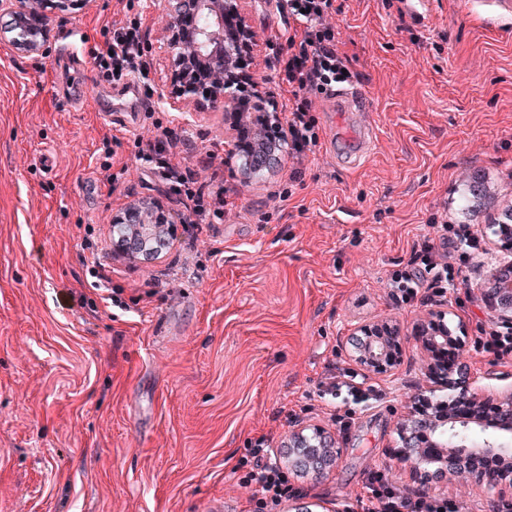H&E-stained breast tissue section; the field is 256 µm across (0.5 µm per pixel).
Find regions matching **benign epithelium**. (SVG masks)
Returning <instances> with one entry per match:
<instances>
[{"instance_id":"obj_1","label":"benign epithelium","mask_w":512,"mask_h":512,"mask_svg":"<svg viewBox=\"0 0 512 512\" xmlns=\"http://www.w3.org/2000/svg\"><path fill=\"white\" fill-rule=\"evenodd\" d=\"M244 0H163L167 18L166 45L171 58L170 105L194 104L201 108L224 109V120L237 128L242 112H265V127L255 144L233 141L228 158H245L242 173L249 177L267 173L278 167L285 156L283 122L276 108L266 110V101L258 90V82L245 76L241 70L247 55L255 44V33L243 12ZM47 0H0V38L8 41L15 51L24 55H45L49 51L50 26L46 12ZM508 220L484 224L482 235L490 234L506 256L498 259L485 279L482 297L492 316L512 326V212L506 211ZM182 223L180 214H163L156 201L142 200L126 206L112 218V248L130 258L150 259L158 250L153 243L161 233L172 237L175 225ZM447 311L433 310L415 324V330L431 346L437 336L448 335L445 323ZM355 333L362 336L355 348L354 359L375 374H387L393 359L387 357L386 337L399 335L395 326L387 323L362 324ZM431 383L454 392L451 401L461 402L464 413L453 417L448 412L445 421L460 424L462 439L470 447L484 454L502 458L512 457V426L500 433L469 428L478 408L491 399L498 400L500 409L512 412V391L493 395L485 393L473 377H453L448 370L438 377L429 369ZM433 405L430 396L419 393L408 407L406 419L400 427L402 449L398 461L412 468L422 463H439L453 468L457 450L451 455L428 456L417 447V440L426 430L436 429L440 420L434 415L420 413V405ZM335 438L318 429L300 428L288 434L285 443L289 463L308 475H322L337 467L338 454ZM469 477L479 485L495 487L502 483L512 486V477L502 472L473 471Z\"/></svg>"}]
</instances>
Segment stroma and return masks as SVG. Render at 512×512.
Returning a JSON list of instances; mask_svg holds the SVG:
<instances>
[{"label": "stroma", "instance_id": "1", "mask_svg": "<svg viewBox=\"0 0 512 512\" xmlns=\"http://www.w3.org/2000/svg\"><path fill=\"white\" fill-rule=\"evenodd\" d=\"M337 39L364 104L315 100L318 143L273 172L244 179L215 165L230 206L209 224H179L155 259L112 251V216L138 199L184 211L133 137L153 125L186 135L195 162L226 156L220 112L173 109L162 0H140L151 108L121 144L88 99L58 98L71 75L63 43L92 50L124 20L121 0L54 14L50 48L20 55L0 43V512H246L233 473L250 442L271 436L288 476L279 512H351L370 472L391 468L407 496L494 512L512 488L467 477L429 480L398 468V424L424 387L430 354L417 319L447 305L465 345L458 362L482 387L512 389L505 363L476 343L494 325L481 285L500 252L462 261L444 296L398 304L385 281L432 222L465 223L460 183L481 171L512 204V19L483 0H429L426 19L397 0H336ZM256 34L249 74L285 109L270 33L273 0H246ZM127 164L116 190L103 164ZM97 255L121 306L103 301ZM364 321L397 325L390 374L358 369L348 343ZM381 390L360 406L319 395L330 366ZM350 426L338 432L335 415ZM300 425L335 434L339 463L322 477L288 468L283 443Z\"/></svg>", "mask_w": 512, "mask_h": 512}]
</instances>
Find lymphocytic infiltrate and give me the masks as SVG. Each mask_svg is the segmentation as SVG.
Returning a JSON list of instances; mask_svg holds the SVG:
<instances>
[{
  "instance_id": "obj_1",
  "label": "lymphocytic infiltrate",
  "mask_w": 512,
  "mask_h": 512,
  "mask_svg": "<svg viewBox=\"0 0 512 512\" xmlns=\"http://www.w3.org/2000/svg\"><path fill=\"white\" fill-rule=\"evenodd\" d=\"M277 12L291 18V26L275 32L267 42L276 49L280 80L288 95V112L283 132L288 139V156L297 158L311 150L318 142L316 122L312 115L310 91L324 94L338 84L351 81L348 58L337 45L336 30L329 23L334 0H275ZM145 39L138 23L133 20L108 29L104 42L92 51L100 78L119 86L131 74L146 76L143 61ZM147 147L159 169L166 177L171 193L191 200L192 216L203 221L207 215H221L228 204L226 189H213L202 180V171L208 170L215 158L214 151H206L198 160L197 168L176 162L177 147L171 133L161 130ZM438 242L423 240L414 248L410 260L394 270L387 281L391 296L400 303L411 304L420 291L419 268L434 273L435 287H442L454 279L457 270L450 255L439 253L438 244L465 241L470 252H479L481 245L466 228H454L442 223ZM270 439L260 436L250 443V455L239 460L238 483L248 489V500L253 512H275L288 496V477L268 455ZM357 503L362 512H461L455 500L432 498L426 495H402L392 479L381 472L370 474L359 494Z\"/></svg>"
}]
</instances>
